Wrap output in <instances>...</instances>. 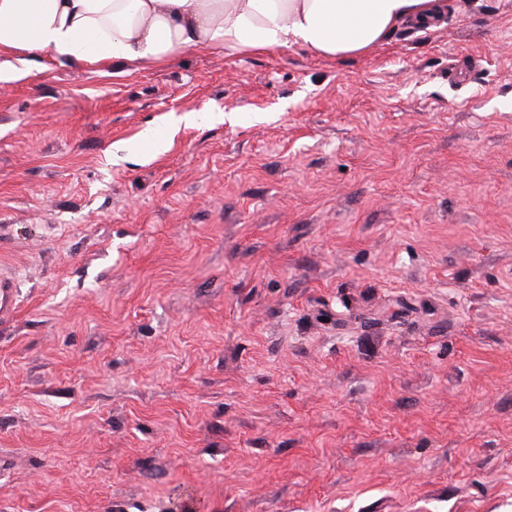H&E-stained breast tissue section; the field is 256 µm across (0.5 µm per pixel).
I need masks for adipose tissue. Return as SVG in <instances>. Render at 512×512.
Here are the masks:
<instances>
[{
	"mask_svg": "<svg viewBox=\"0 0 512 512\" xmlns=\"http://www.w3.org/2000/svg\"><path fill=\"white\" fill-rule=\"evenodd\" d=\"M448 0H0V80L43 53L134 70L192 48L238 53L302 46L361 55L399 24L444 19Z\"/></svg>",
	"mask_w": 512,
	"mask_h": 512,
	"instance_id": "adipose-tissue-1",
	"label": "adipose tissue"
}]
</instances>
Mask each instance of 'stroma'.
<instances>
[{"label": "stroma", "mask_w": 512, "mask_h": 512, "mask_svg": "<svg viewBox=\"0 0 512 512\" xmlns=\"http://www.w3.org/2000/svg\"><path fill=\"white\" fill-rule=\"evenodd\" d=\"M1 264L0 512H512V0L356 57L33 58ZM19 289L16 277L5 268L0 267V321L12 318L18 308Z\"/></svg>", "instance_id": "stroma-1"}]
</instances>
